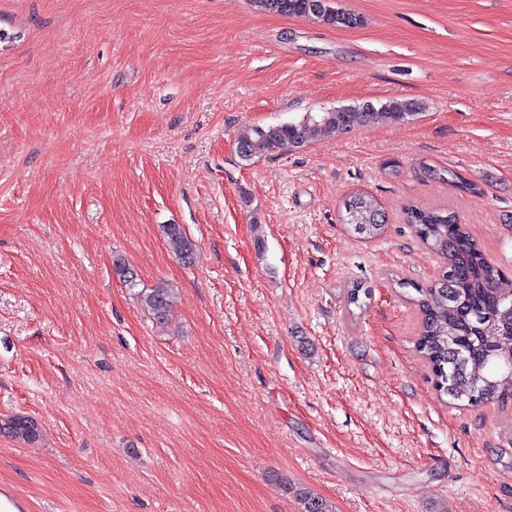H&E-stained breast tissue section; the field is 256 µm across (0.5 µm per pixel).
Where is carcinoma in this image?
I'll return each mask as SVG.
<instances>
[{"mask_svg":"<svg viewBox=\"0 0 512 512\" xmlns=\"http://www.w3.org/2000/svg\"><path fill=\"white\" fill-rule=\"evenodd\" d=\"M265 12L313 19L323 25L357 28L358 14L333 5L331 0H251ZM423 110L417 101H365L326 112H308L296 122L254 126L240 137L241 160L347 133L364 124H395L413 119ZM344 223L358 236H378L384 213L376 199L355 193L344 202ZM421 242L444 259L439 281L416 288L421 311L417 350L429 362L436 390L451 402L478 407L512 397V324L502 317L512 305V294L499 288L501 269L484 253L461 224L455 211L443 207L405 210ZM162 231L178 258L190 265L196 244L182 225L164 224ZM139 299L155 320L171 313V288L159 284L139 292ZM0 434L28 443L37 441L36 421L22 414L0 417ZM304 512H334L325 500L303 493Z\"/></svg>","mask_w":512,"mask_h":512,"instance_id":"1","label":"carcinoma"}]
</instances>
